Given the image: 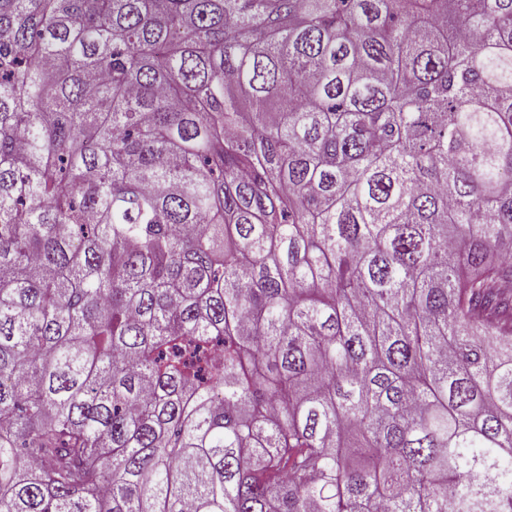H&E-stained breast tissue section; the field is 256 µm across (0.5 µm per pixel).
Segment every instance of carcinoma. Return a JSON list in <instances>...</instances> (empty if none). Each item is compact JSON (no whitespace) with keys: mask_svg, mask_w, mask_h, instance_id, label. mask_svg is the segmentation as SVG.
<instances>
[{"mask_svg":"<svg viewBox=\"0 0 512 512\" xmlns=\"http://www.w3.org/2000/svg\"><path fill=\"white\" fill-rule=\"evenodd\" d=\"M509 340L512 0H0V512H512Z\"/></svg>","mask_w":512,"mask_h":512,"instance_id":"cac0c4a2","label":"carcinoma"}]
</instances>
